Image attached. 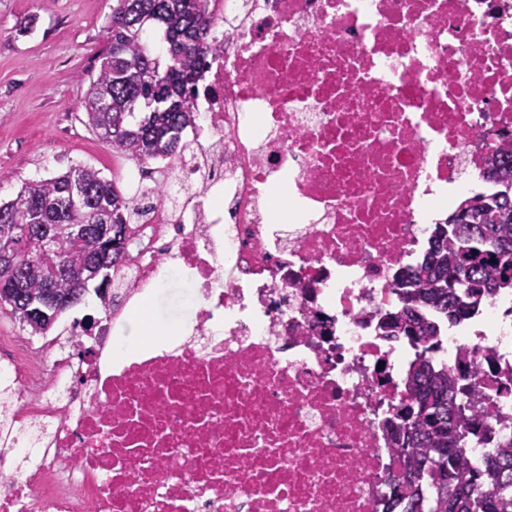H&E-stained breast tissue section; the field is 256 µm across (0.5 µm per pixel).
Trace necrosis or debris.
Segmentation results:
<instances>
[{"label":"necrosis or debris","instance_id":"1","mask_svg":"<svg viewBox=\"0 0 512 512\" xmlns=\"http://www.w3.org/2000/svg\"><path fill=\"white\" fill-rule=\"evenodd\" d=\"M225 27L170 211L142 218L81 361L16 337L0 381L37 464L0 512H384V423L422 348L378 336L436 212L512 143V0H212ZM186 338L114 339L173 271ZM485 400L464 451L512 440V289L435 354Z\"/></svg>","mask_w":512,"mask_h":512}]
</instances>
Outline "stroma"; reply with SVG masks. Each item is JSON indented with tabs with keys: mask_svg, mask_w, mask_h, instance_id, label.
<instances>
[{
	"mask_svg": "<svg viewBox=\"0 0 512 512\" xmlns=\"http://www.w3.org/2000/svg\"><path fill=\"white\" fill-rule=\"evenodd\" d=\"M112 0H0V199L15 197L24 182L47 178L78 165L124 181L134 161L113 154L85 125L82 102L97 75L107 39ZM191 288L180 281L148 299L152 321L175 328L195 307ZM100 304L80 300L60 315L53 331L71 351L88 357L91 341L76 325L101 321Z\"/></svg>",
	"mask_w": 512,
	"mask_h": 512,
	"instance_id": "35a3bbf8",
	"label": "stroma"
}]
</instances>
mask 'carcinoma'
Wrapping results in <instances>:
<instances>
[{
  "label": "carcinoma",
  "instance_id": "carcinoma-1",
  "mask_svg": "<svg viewBox=\"0 0 512 512\" xmlns=\"http://www.w3.org/2000/svg\"><path fill=\"white\" fill-rule=\"evenodd\" d=\"M222 25L210 0H113L100 71L83 101L88 128L141 168L162 158L175 171L188 149L183 132L196 123L193 100ZM73 177L83 190L80 203L68 197ZM482 179L489 190L460 201L434 226L420 265L396 277L402 306L378 317L380 336L408 337L426 353L407 374L401 404L409 415L389 421L402 465L394 479L399 493L387 497L386 512H512V441L472 468L461 448L476 425L464 416L471 389L457 386L447 365L427 357L443 324L474 315L500 289H512V148L488 154ZM152 197L179 204L164 182L142 183L126 196L89 166L24 183L14 199L0 202V234L12 233L17 273V283L0 282V310L30 335H46L28 305L51 289L60 311L72 306V293L88 288L80 274L106 224L112 225V254L99 258L95 293L109 307L102 289L112 288L125 260L132 226L142 216L138 199ZM42 224L54 234L49 251L33 238Z\"/></svg>",
  "mask_w": 512,
  "mask_h": 512
}]
</instances>
